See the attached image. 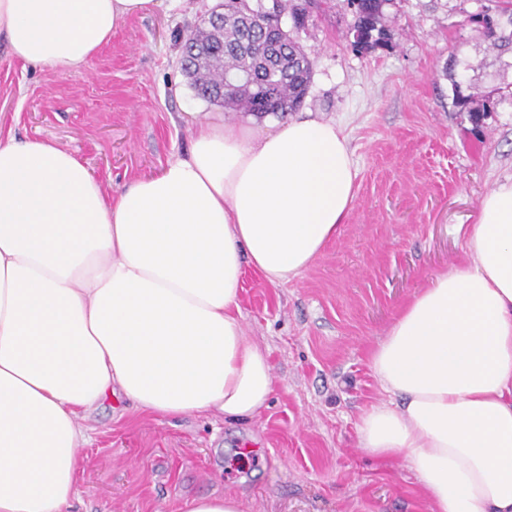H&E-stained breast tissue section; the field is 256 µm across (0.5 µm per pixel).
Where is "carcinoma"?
I'll list each match as a JSON object with an SVG mask.
<instances>
[{
    "mask_svg": "<svg viewBox=\"0 0 512 512\" xmlns=\"http://www.w3.org/2000/svg\"><path fill=\"white\" fill-rule=\"evenodd\" d=\"M289 0H273L257 12L249 0H224V18L204 19L184 39L180 64L198 97L237 112L281 116L297 111L308 93L312 67L296 41L281 29ZM388 0H361L351 33L365 38L364 49L390 40L379 27ZM294 25H304L307 8L293 5ZM455 104L479 123L485 109L473 106L453 82Z\"/></svg>",
    "mask_w": 512,
    "mask_h": 512,
    "instance_id": "obj_1",
    "label": "carcinoma"
}]
</instances>
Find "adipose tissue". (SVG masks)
<instances>
[{
	"mask_svg": "<svg viewBox=\"0 0 512 512\" xmlns=\"http://www.w3.org/2000/svg\"><path fill=\"white\" fill-rule=\"evenodd\" d=\"M156 5L0 0V36L57 74ZM192 126L187 157L112 195L73 151L0 131V512H70L81 419L113 396L237 420L274 390L243 330V277L286 284L340 236L352 153L332 121ZM465 241L372 349L387 399L361 416L358 446L403 457L430 512H512V182Z\"/></svg>",
	"mask_w": 512,
	"mask_h": 512,
	"instance_id": "adipose-tissue-1",
	"label": "adipose tissue"
}]
</instances>
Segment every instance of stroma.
<instances>
[{
	"instance_id": "obj_1",
	"label": "stroma",
	"mask_w": 512,
	"mask_h": 512,
	"mask_svg": "<svg viewBox=\"0 0 512 512\" xmlns=\"http://www.w3.org/2000/svg\"><path fill=\"white\" fill-rule=\"evenodd\" d=\"M217 0H159L128 20L87 65L52 75L0 42V126L73 151L107 192L186 156L195 96L180 46ZM495 0H390L388 46L350 44L348 0H323L291 32L313 68L297 115L335 121L357 168L343 231L285 285L246 271V336L267 351L274 391L253 418H163L125 398L84 421L72 512H184L210 492L243 512H429L400 457L359 448L362 413L381 404L369 355L411 295L463 257L461 227L512 181V51L493 47L476 17ZM489 113L474 127L453 104L448 64ZM256 448L253 456L243 447Z\"/></svg>"
}]
</instances>
